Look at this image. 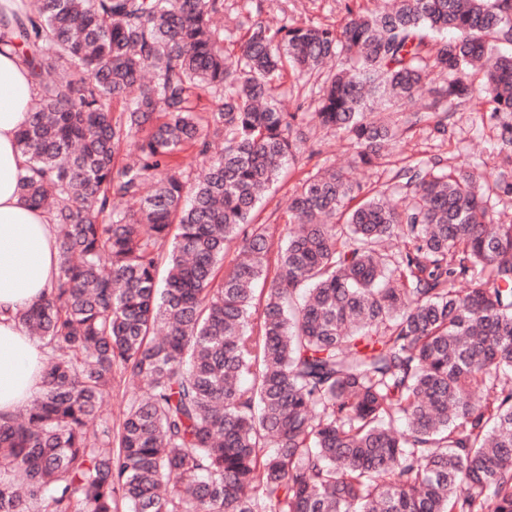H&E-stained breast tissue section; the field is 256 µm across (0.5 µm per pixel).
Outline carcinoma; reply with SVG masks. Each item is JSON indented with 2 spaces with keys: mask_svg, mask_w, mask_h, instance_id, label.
I'll list each match as a JSON object with an SVG mask.
<instances>
[{
  "mask_svg": "<svg viewBox=\"0 0 512 512\" xmlns=\"http://www.w3.org/2000/svg\"><path fill=\"white\" fill-rule=\"evenodd\" d=\"M354 2L336 27L256 22L230 52L224 0L0 17L36 90L20 195L58 248L19 318L48 363L0 417V512H512V222L487 207L512 197V0ZM289 73L319 85L310 121L364 166L426 84L414 116L445 134L480 99L506 158L479 178L416 161L392 187L312 170L275 250L255 209L307 141ZM118 374L146 391L114 423Z\"/></svg>",
  "mask_w": 512,
  "mask_h": 512,
  "instance_id": "cac0c4a2",
  "label": "carcinoma"
}]
</instances>
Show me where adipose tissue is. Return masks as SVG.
Wrapping results in <instances>:
<instances>
[{"instance_id":"1","label":"adipose tissue","mask_w":512,"mask_h":512,"mask_svg":"<svg viewBox=\"0 0 512 512\" xmlns=\"http://www.w3.org/2000/svg\"><path fill=\"white\" fill-rule=\"evenodd\" d=\"M33 98L22 58L0 45V417L5 418L43 390L42 351L19 316L58 275L54 226L47 214L22 200L18 189L27 158L16 133L29 117Z\"/></svg>"}]
</instances>
